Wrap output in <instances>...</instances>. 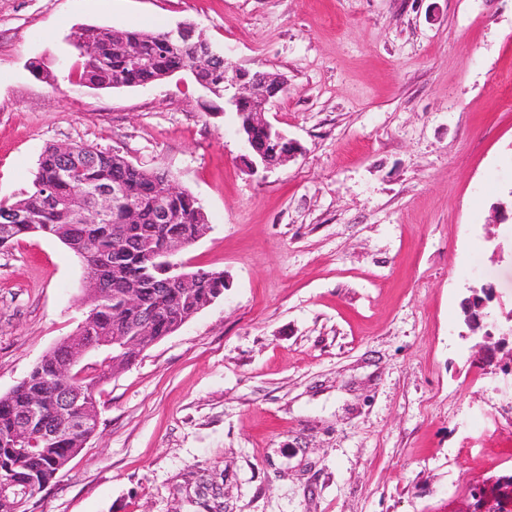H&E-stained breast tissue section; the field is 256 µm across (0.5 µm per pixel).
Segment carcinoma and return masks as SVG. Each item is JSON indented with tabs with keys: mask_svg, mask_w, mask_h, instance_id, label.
<instances>
[{
	"mask_svg": "<svg viewBox=\"0 0 512 512\" xmlns=\"http://www.w3.org/2000/svg\"><path fill=\"white\" fill-rule=\"evenodd\" d=\"M137 45L153 64L139 66L123 50ZM205 41L195 37L188 42L172 43L163 32L137 29H110L88 25L74 42L78 52L76 77L92 88H110L117 83L141 86L157 83L162 76L181 72L191 74L194 81L216 99L224 100V56H203ZM71 157L59 153L56 145L41 155L30 190L17 200L0 199V223L19 210L27 214L28 224L12 225L11 239L30 234V227L47 228L46 234L60 240L83 258L89 251L99 256V263L87 272L98 280L100 288L86 295L89 310L96 312L89 327L80 333L97 344V358L74 367L69 377L60 375L66 366L63 344L47 352L12 391L0 396V480L18 489H35L49 484L76 455L95 427L91 421L76 432L60 423L59 435L51 441L39 439L41 426L37 420H25L32 403L41 409V419L53 422L58 416L60 392L80 388L88 393L89 403L81 402L74 414L90 417L97 407L98 388L112 376V368L126 367L138 356L129 349L116 364L112 363L114 331L126 329L160 340L169 335L171 326L183 322L224 295V272L198 269L192 288H163L167 278L166 257L156 246L165 240L188 242L208 224L197 198L189 191L165 194L169 174L146 169L123 155L84 143L71 145ZM69 167L66 179L58 177L60 169ZM117 185L121 195L103 217L92 223H74L58 207L57 197L66 196L83 206L92 205L91 190ZM166 195L168 208L175 220L162 223L153 207L158 195ZM138 208L137 219L127 221V206ZM120 225L132 240L130 249L113 256L112 227ZM26 428L35 444L23 452L12 447L13 437ZM184 484L194 487L190 498L192 512H224V483L206 472L191 471Z\"/></svg>",
	"mask_w": 512,
	"mask_h": 512,
	"instance_id": "carcinoma-1",
	"label": "carcinoma"
}]
</instances>
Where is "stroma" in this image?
I'll list each match as a JSON object with an SVG mask.
<instances>
[{
    "label": "stroma",
    "instance_id": "1",
    "mask_svg": "<svg viewBox=\"0 0 512 512\" xmlns=\"http://www.w3.org/2000/svg\"><path fill=\"white\" fill-rule=\"evenodd\" d=\"M191 24L286 78L268 119L301 155L250 172L188 74L95 90L80 27ZM168 171L209 229L178 259L223 298L97 396L98 431L28 512H448L512 469V377L471 357L462 302L512 312V0H0V198L46 147ZM86 270L58 239L0 247V395L75 335ZM221 483L205 471H190L185 476L186 487H194V497H189L192 511L189 512H224V478L219 474Z\"/></svg>",
    "mask_w": 512,
    "mask_h": 512
}]
</instances>
